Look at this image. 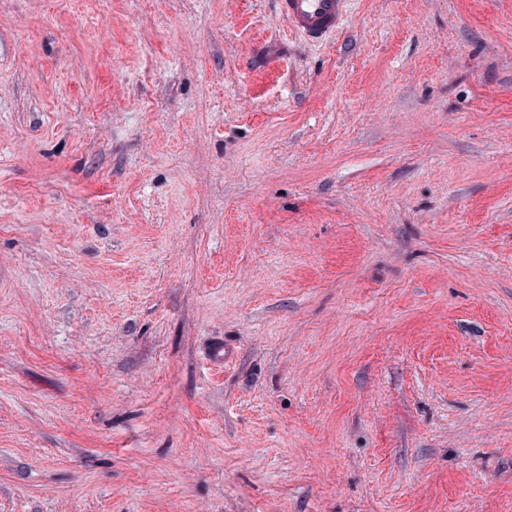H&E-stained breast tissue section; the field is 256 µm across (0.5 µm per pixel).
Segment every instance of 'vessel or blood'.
<instances>
[{
    "instance_id": "b4317fda",
    "label": "vessel or blood",
    "mask_w": 512,
    "mask_h": 512,
    "mask_svg": "<svg viewBox=\"0 0 512 512\" xmlns=\"http://www.w3.org/2000/svg\"><path fill=\"white\" fill-rule=\"evenodd\" d=\"M277 6L292 29L320 40L340 28L347 0H277Z\"/></svg>"
}]
</instances>
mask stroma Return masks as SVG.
<instances>
[{
	"label": "stroma",
	"instance_id": "stroma-1",
	"mask_svg": "<svg viewBox=\"0 0 512 512\" xmlns=\"http://www.w3.org/2000/svg\"><path fill=\"white\" fill-rule=\"evenodd\" d=\"M0 512H512V0H0ZM347 0H277L288 25L313 40H321L340 28Z\"/></svg>",
	"mask_w": 512,
	"mask_h": 512
}]
</instances>
